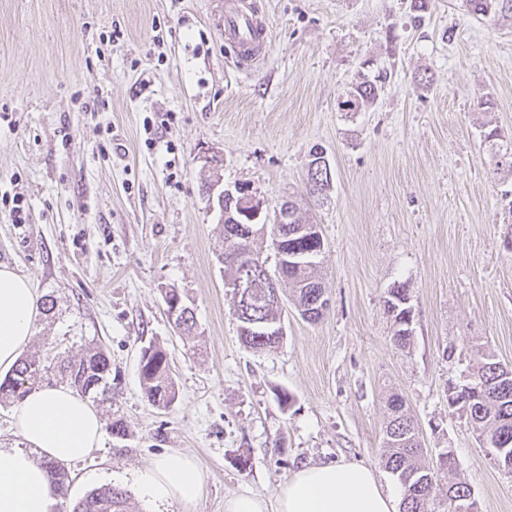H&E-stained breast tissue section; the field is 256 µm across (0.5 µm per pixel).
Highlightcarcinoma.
<instances>
[{"label": "carcinoma", "mask_w": 512, "mask_h": 512, "mask_svg": "<svg viewBox=\"0 0 512 512\" xmlns=\"http://www.w3.org/2000/svg\"><path fill=\"white\" fill-rule=\"evenodd\" d=\"M467 15L496 25L512 21V0H463ZM387 76L378 73L371 80L352 85L339 103L344 112H362L377 101ZM496 173L512 175V146H501L494 153ZM309 220L297 213L295 223L279 228L271 236L275 255L287 250L311 251L320 247L318 241L304 239L296 233L297 225ZM264 233L253 231L246 239L224 241L218 259L225 269L227 282L244 279L246 297L234 298V313L239 322L242 343L257 352L271 350L280 344L276 336L259 328L266 318H280L282 312L273 308L274 282L292 286L295 305L308 302V286L319 281L318 264L301 265L293 261H277V276L270 279L264 271L250 266V257H259L253 250L254 243ZM409 289L402 285L390 289L386 301L393 302L398 313L391 315L396 320L408 305L403 303ZM70 384L83 396L95 401L112 398V360L100 346H93L78 358L62 357L58 361ZM48 367L34 358L19 360L12 372L0 379V403H16L24 399L35 385L39 384ZM503 365L484 355L470 374L466 383L457 387L448 396V402H462L466 415L473 426L480 431V437L487 443L500 440L512 442V377L503 378ZM139 376L144 398L153 406L166 409L176 398L175 381L171 373L167 353L150 344L143 347L139 363ZM387 429L403 438V443L386 445L384 462L386 469L397 477L402 488L400 512H431L433 501L441 493L440 481H445L448 499L469 496V485L456 477V469L438 467L432 472L420 463L423 453L418 430L408 413H401L389 420ZM127 494L115 487H107L88 494L77 503L71 512H126Z\"/></svg>", "instance_id": "1"}]
</instances>
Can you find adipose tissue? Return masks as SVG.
Listing matches in <instances>:
<instances>
[{"label": "adipose tissue", "mask_w": 512, "mask_h": 512, "mask_svg": "<svg viewBox=\"0 0 512 512\" xmlns=\"http://www.w3.org/2000/svg\"><path fill=\"white\" fill-rule=\"evenodd\" d=\"M39 297L29 278L0 267V373L10 372L36 333ZM23 445L0 448V512H56L60 493L46 464L86 459L102 439L98 413L66 386L32 391L15 409ZM140 498L194 512L204 474L193 457L172 452L137 471ZM375 471L351 461L304 466L283 481L276 512H397Z\"/></svg>", "instance_id": "obj_1"}]
</instances>
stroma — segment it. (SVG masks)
<instances>
[{"instance_id":"35a3bbf8","label":"stroma","mask_w":512,"mask_h":512,"mask_svg":"<svg viewBox=\"0 0 512 512\" xmlns=\"http://www.w3.org/2000/svg\"><path fill=\"white\" fill-rule=\"evenodd\" d=\"M257 2L270 46L236 69L224 0H0V265L53 304L25 353L58 386L59 357L103 347L112 401L97 411L126 426L67 464L60 503L113 486L129 512H151L132 475L168 452L204 473L196 512L244 490L274 497L297 469L342 459L397 493L382 449L396 394L423 463L453 449L478 512H512V473L448 402L482 355L512 367V178L494 174L485 140L512 143V27L466 16L462 0ZM382 69L373 108L338 109ZM314 148L332 172L321 200L305 189ZM213 178L292 200L321 228L329 308L310 322L283 295L278 348L240 340ZM402 283L404 349L384 310ZM168 288L194 312L191 338L169 321ZM152 342L178 389L166 409L141 391Z\"/></svg>"}]
</instances>
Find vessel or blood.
I'll return each mask as SVG.
<instances>
[{
  "instance_id": "vessel-or-blood-1",
  "label": "vessel or blood",
  "mask_w": 512,
  "mask_h": 512,
  "mask_svg": "<svg viewBox=\"0 0 512 512\" xmlns=\"http://www.w3.org/2000/svg\"><path fill=\"white\" fill-rule=\"evenodd\" d=\"M224 36L237 48L238 64H250L265 54L268 27L254 0H224Z\"/></svg>"
}]
</instances>
